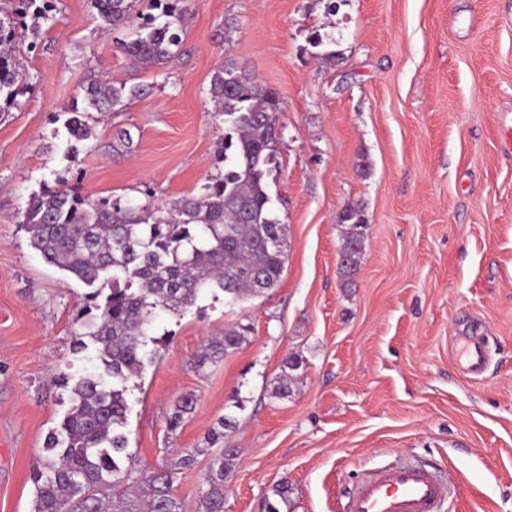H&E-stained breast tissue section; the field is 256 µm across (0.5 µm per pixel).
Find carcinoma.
<instances>
[{
	"instance_id": "1",
	"label": "carcinoma",
	"mask_w": 512,
	"mask_h": 512,
	"mask_svg": "<svg viewBox=\"0 0 512 512\" xmlns=\"http://www.w3.org/2000/svg\"><path fill=\"white\" fill-rule=\"evenodd\" d=\"M133 0H90L106 29L132 23ZM158 14L135 26L133 38L119 50L135 67L161 66L174 55L184 26L186 0H153ZM53 0H6L0 7V113L20 104L26 74L16 59L18 28L32 30L55 19ZM83 108H72L65 128L77 141L93 136L85 112H110L143 94L139 85H118L91 71L81 87ZM214 110L224 113V171L212 175L202 192L168 203L125 205L93 198L59 181L31 194L21 221L30 245L50 265L94 288L80 323L75 349L98 345L93 370L71 388V406L51 433L33 468L35 494L31 512H182L173 492L174 475L188 470L197 456L212 463L200 488L202 512H224V480L234 448H219L224 431L236 418L226 415L208 435L207 448H193L176 461L140 477L128 452L125 432L129 411L128 383L153 362L146 350L158 312L174 317L188 313L207 292L224 293L233 306L275 287L286 260L287 227L274 214L266 176L275 161L279 94L233 65L218 67L211 77ZM347 225L339 269L350 282L360 270L367 227L361 210L347 206L338 216ZM250 325L224 328L198 355L203 367L239 349ZM272 394L293 392L291 372L302 361L290 355ZM193 399L180 398L169 418L177 429L191 413ZM266 501L270 512H288V481Z\"/></svg>"
}]
</instances>
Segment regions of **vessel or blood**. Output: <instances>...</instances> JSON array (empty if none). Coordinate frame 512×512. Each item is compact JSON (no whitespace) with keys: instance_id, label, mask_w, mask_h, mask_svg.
Masks as SVG:
<instances>
[{"instance_id":"obj_1","label":"vessel or blood","mask_w":512,"mask_h":512,"mask_svg":"<svg viewBox=\"0 0 512 512\" xmlns=\"http://www.w3.org/2000/svg\"><path fill=\"white\" fill-rule=\"evenodd\" d=\"M446 493L445 484L426 469L388 468L354 491L346 512H436Z\"/></svg>"}]
</instances>
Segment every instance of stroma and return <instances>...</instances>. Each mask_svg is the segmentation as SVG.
<instances>
[{"label":"stroma","mask_w":512,"mask_h":512,"mask_svg":"<svg viewBox=\"0 0 512 512\" xmlns=\"http://www.w3.org/2000/svg\"><path fill=\"white\" fill-rule=\"evenodd\" d=\"M188 0L178 53L134 68L90 0H55L19 107L0 117V512H31V470L63 420L95 348L74 336L89 289L48 265L21 213L64 179L83 194L160 204L223 170L224 117L209 102L225 59L282 100L268 190L287 226L275 288L230 306L203 295L159 313L155 361L127 393L129 450L141 468L206 445L227 414L238 451L224 512H264L287 483L290 512H343L375 469L414 464L449 481L443 512H512V0ZM92 70L138 84L122 110L68 111ZM369 223L360 272L338 268L345 206ZM247 342L200 368L226 326ZM468 337L479 368L456 357ZM304 364L273 397L288 355ZM194 409L170 429L174 403Z\"/></svg>","instance_id":"35a3bbf8"}]
</instances>
